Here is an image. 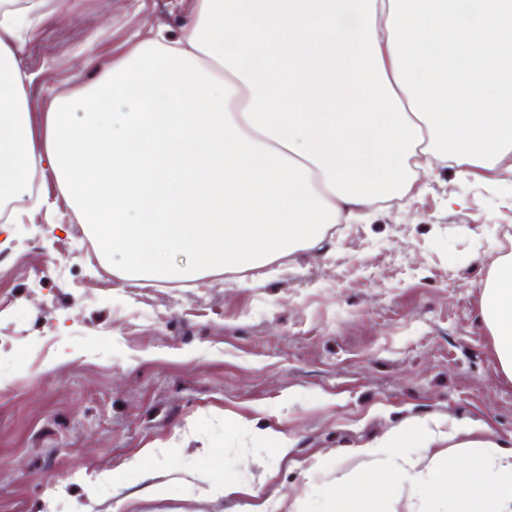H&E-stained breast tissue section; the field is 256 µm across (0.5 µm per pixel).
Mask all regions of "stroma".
Masks as SVG:
<instances>
[{
  "label": "stroma",
  "mask_w": 512,
  "mask_h": 512,
  "mask_svg": "<svg viewBox=\"0 0 512 512\" xmlns=\"http://www.w3.org/2000/svg\"><path fill=\"white\" fill-rule=\"evenodd\" d=\"M192 0H68L19 47L30 129ZM95 55L98 67L87 66ZM0 226V512H343L359 448L427 416L512 443V379L478 288L512 252V157L438 165L405 198L330 225L320 246L191 281H131L66 204ZM285 432L287 455L258 438ZM226 483L228 495L208 494ZM381 512H431L406 477Z\"/></svg>",
  "instance_id": "obj_1"
}]
</instances>
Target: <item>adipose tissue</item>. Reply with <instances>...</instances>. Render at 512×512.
<instances>
[{"label": "adipose tissue", "mask_w": 512, "mask_h": 512, "mask_svg": "<svg viewBox=\"0 0 512 512\" xmlns=\"http://www.w3.org/2000/svg\"><path fill=\"white\" fill-rule=\"evenodd\" d=\"M192 0L99 80L55 97L43 139L16 64L20 17L0 13V200L52 170L104 256L130 280L192 281L318 245L327 225L406 192L418 171L460 175L512 156V0ZM481 283L482 314L512 377V253ZM427 417L361 446L383 456L358 493L404 474L440 512H512V448L421 467L415 448L464 447Z\"/></svg>", "instance_id": "1"}]
</instances>
